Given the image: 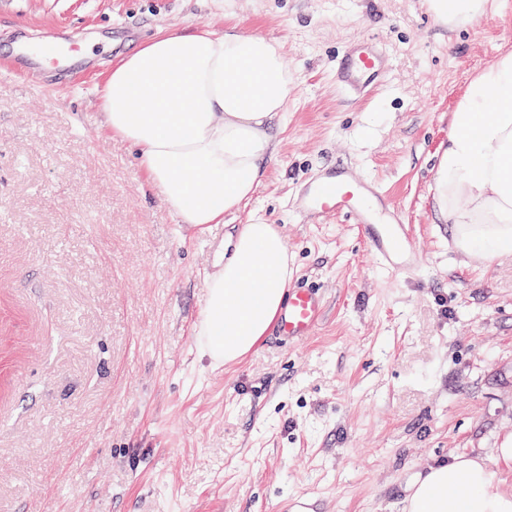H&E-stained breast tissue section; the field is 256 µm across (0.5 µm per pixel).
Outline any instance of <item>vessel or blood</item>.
I'll use <instances>...</instances> for the list:
<instances>
[{"mask_svg": "<svg viewBox=\"0 0 512 512\" xmlns=\"http://www.w3.org/2000/svg\"><path fill=\"white\" fill-rule=\"evenodd\" d=\"M82 44L83 35L78 31L65 37L54 31L43 33L38 41L16 47L11 54V70L19 76L41 73L54 77L47 61L68 62L81 54ZM389 69L384 41L368 35L344 47L336 76L345 93L358 98L379 84ZM297 212L311 224L329 215L347 216L391 277L408 275L421 265V254L410 229L385 191L377 183L357 176L348 166L326 167L315 179L306 182L298 197ZM323 309V298L317 290L306 283H296L288 290L277 327L279 336L292 345L311 336Z\"/></svg>", "mask_w": 512, "mask_h": 512, "instance_id": "vessel-or-blood-1", "label": "vessel or blood"}]
</instances>
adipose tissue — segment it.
<instances>
[{
  "instance_id": "ef3b65f1",
  "label": "adipose tissue",
  "mask_w": 512,
  "mask_h": 512,
  "mask_svg": "<svg viewBox=\"0 0 512 512\" xmlns=\"http://www.w3.org/2000/svg\"><path fill=\"white\" fill-rule=\"evenodd\" d=\"M293 89L276 40L200 29L156 34L113 66L101 97L107 126L137 149L164 203L182 224L205 226L254 194ZM451 125L436 165L438 209L464 255L512 251V51L468 83ZM291 279L279 230L244 225L207 283L202 353L240 361L278 317ZM404 512H512V490L481 457L452 455L411 482Z\"/></svg>"
}]
</instances>
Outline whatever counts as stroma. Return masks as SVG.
Segmentation results:
<instances>
[{"label":"stroma","instance_id":"obj_1","mask_svg":"<svg viewBox=\"0 0 512 512\" xmlns=\"http://www.w3.org/2000/svg\"><path fill=\"white\" fill-rule=\"evenodd\" d=\"M480 24L428 0H0L7 43L122 26L117 53L62 82L0 72V512H403L452 453L512 470V253H459L435 167L469 81L512 49V0ZM280 42L295 80L252 199L187 232L103 117L105 76L159 31ZM392 58L367 98L336 83L347 41ZM334 162L381 183L422 252L390 278L340 215L303 223L300 183ZM276 225L324 311L289 346L200 353L206 283L244 225Z\"/></svg>","mask_w":512,"mask_h":512}]
</instances>
